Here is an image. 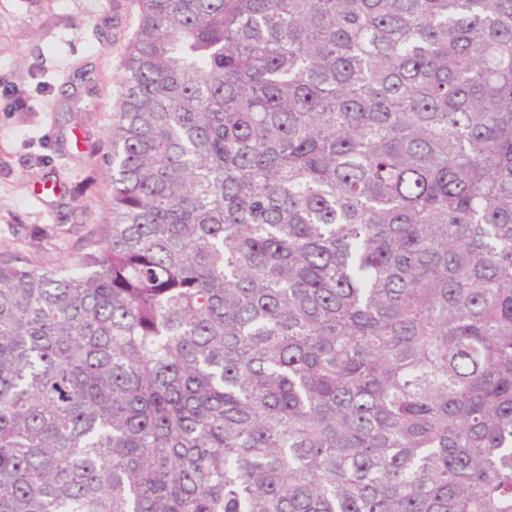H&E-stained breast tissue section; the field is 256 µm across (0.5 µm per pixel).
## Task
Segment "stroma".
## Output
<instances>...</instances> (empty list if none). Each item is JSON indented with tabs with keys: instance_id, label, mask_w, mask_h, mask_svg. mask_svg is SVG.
I'll use <instances>...</instances> for the list:
<instances>
[{
	"instance_id": "stroma-1",
	"label": "stroma",
	"mask_w": 512,
	"mask_h": 512,
	"mask_svg": "<svg viewBox=\"0 0 512 512\" xmlns=\"http://www.w3.org/2000/svg\"><path fill=\"white\" fill-rule=\"evenodd\" d=\"M139 0H0V251L75 262L108 217Z\"/></svg>"
}]
</instances>
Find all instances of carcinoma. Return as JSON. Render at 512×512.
I'll list each match as a JSON object with an SVG mask.
<instances>
[{"label": "carcinoma", "mask_w": 512, "mask_h": 512, "mask_svg": "<svg viewBox=\"0 0 512 512\" xmlns=\"http://www.w3.org/2000/svg\"><path fill=\"white\" fill-rule=\"evenodd\" d=\"M110 218L0 252V512H512V0H139Z\"/></svg>", "instance_id": "1"}]
</instances>
